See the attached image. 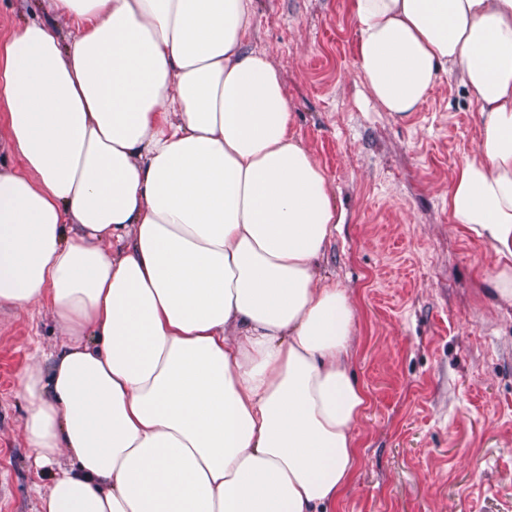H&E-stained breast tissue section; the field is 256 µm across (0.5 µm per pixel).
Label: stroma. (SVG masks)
Listing matches in <instances>:
<instances>
[{"mask_svg": "<svg viewBox=\"0 0 512 512\" xmlns=\"http://www.w3.org/2000/svg\"><path fill=\"white\" fill-rule=\"evenodd\" d=\"M251 48L280 69L294 128L344 215L323 260L354 305L349 372L370 405L360 464L330 512H512V304L492 251L448 213L480 117L442 75L407 119L379 111L355 67L347 0H255ZM49 307L0 306V512H39L18 376L60 343Z\"/></svg>", "mask_w": 512, "mask_h": 512, "instance_id": "35a3bbf8", "label": "stroma"}]
</instances>
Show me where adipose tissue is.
<instances>
[{"instance_id": "adipose-tissue-1", "label": "adipose tissue", "mask_w": 512, "mask_h": 512, "mask_svg": "<svg viewBox=\"0 0 512 512\" xmlns=\"http://www.w3.org/2000/svg\"><path fill=\"white\" fill-rule=\"evenodd\" d=\"M0 42V305L63 335L19 376L40 512H328L369 399L354 309L317 266L342 218L250 50L253 0H39ZM368 97L401 118L441 72L480 116L448 211L512 302V0H347Z\"/></svg>"}]
</instances>
